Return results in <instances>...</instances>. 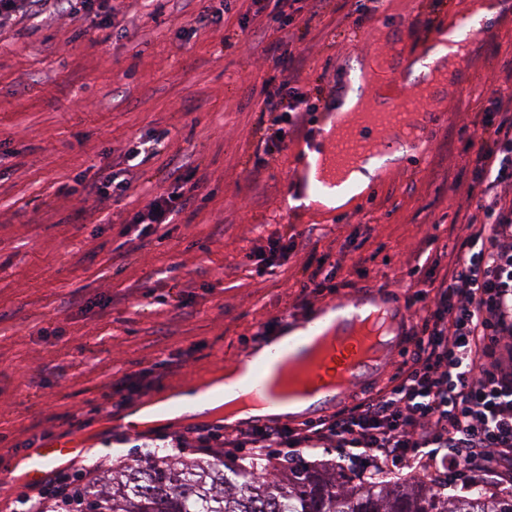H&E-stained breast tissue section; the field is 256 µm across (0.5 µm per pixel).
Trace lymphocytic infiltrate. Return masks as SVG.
I'll use <instances>...</instances> for the list:
<instances>
[{"label":"lymphocytic infiltrate","mask_w":512,"mask_h":512,"mask_svg":"<svg viewBox=\"0 0 512 512\" xmlns=\"http://www.w3.org/2000/svg\"><path fill=\"white\" fill-rule=\"evenodd\" d=\"M492 94L478 136L479 190L471 233L453 253L449 282L416 296L425 312L402 352L400 380L348 412L297 426L250 425L231 438L217 431L173 437L176 448H222L283 458L337 449L359 477L412 467L479 484L481 464L512 465V116ZM60 512L81 504L62 475L28 496L27 512L46 501Z\"/></svg>","instance_id":"f902f5d3"}]
</instances>
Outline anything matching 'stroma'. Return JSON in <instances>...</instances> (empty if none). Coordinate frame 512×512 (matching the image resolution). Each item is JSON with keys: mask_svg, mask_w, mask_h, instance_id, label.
I'll use <instances>...</instances> for the list:
<instances>
[{"mask_svg": "<svg viewBox=\"0 0 512 512\" xmlns=\"http://www.w3.org/2000/svg\"><path fill=\"white\" fill-rule=\"evenodd\" d=\"M472 43L469 87L445 93L428 139L353 206L283 214L298 192L305 148L324 139L327 106L362 60H384L393 40L418 60L448 38L470 0H53L49 10L0 23V491L29 492L13 455L51 438L81 450L62 465L96 471L168 455L194 420L143 433L113 429L108 413L142 405L116 393L130 376L167 398L205 385L227 364L305 322L337 297L386 287L400 302L437 288L451 248L475 213L480 124L492 90L512 113V0ZM263 25L255 44L241 24ZM282 56L286 68L275 67ZM308 106L296 125L263 111L284 76ZM287 149L257 164L274 131ZM149 150L122 195L97 206L85 182L120 172L131 147ZM193 199L147 238L136 217L177 174ZM296 247L274 273L267 240ZM330 288L307 289L317 266Z\"/></svg>", "mask_w": 512, "mask_h": 512, "instance_id": "obj_1", "label": "stroma"}]
</instances>
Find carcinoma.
I'll use <instances>...</instances> for the list:
<instances>
[{
	"instance_id": "cac0c4a2",
	"label": "carcinoma",
	"mask_w": 512,
	"mask_h": 512,
	"mask_svg": "<svg viewBox=\"0 0 512 512\" xmlns=\"http://www.w3.org/2000/svg\"><path fill=\"white\" fill-rule=\"evenodd\" d=\"M81 512H512V492L356 481L333 464L269 468L222 457L139 460L77 488Z\"/></svg>"
}]
</instances>
